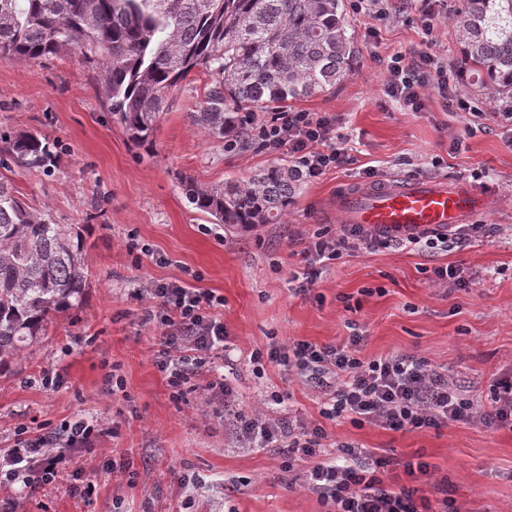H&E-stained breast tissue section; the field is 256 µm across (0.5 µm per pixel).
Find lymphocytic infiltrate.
Here are the masks:
<instances>
[{"label":"lymphocytic infiltrate","instance_id":"f902f5d3","mask_svg":"<svg viewBox=\"0 0 512 512\" xmlns=\"http://www.w3.org/2000/svg\"><path fill=\"white\" fill-rule=\"evenodd\" d=\"M459 79L437 54L420 51L409 59L397 52L386 65L385 91L416 112L422 108L424 87L453 99L460 111H474V103L457 94ZM251 131L266 150L287 151L295 169L309 179L350 162L345 136L335 117L325 113L276 112L270 119L252 122ZM391 243V238L347 224L336 235L313 237L304 248V258L310 264H323ZM138 295L150 304L148 317L164 328L165 349L157 368L174 395H183L197 369L214 364L224 350V323L213 313L222 299L174 282L139 289ZM362 342L357 334L336 346L275 342L266 351L256 352L254 359L329 379L320 411L329 420L347 417L359 426L368 423L408 432L438 429L451 422L512 430V381L494 386L491 408L485 411L453 386L447 371L404 354L362 360L358 355ZM237 427L249 447L278 449L285 470L304 465V489L328 505L329 512H431L416 488L395 489L384 481L381 471L390 465L389 457L347 442L339 444L337 458L328 457L327 434L321 425L302 424L294 429L280 418L242 415ZM100 433L99 424L80 418L62 431L20 441L0 452V485L21 481L35 490L52 483L68 470L70 449L90 445Z\"/></svg>","mask_w":512,"mask_h":512}]
</instances>
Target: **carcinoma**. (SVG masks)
<instances>
[{"instance_id":"obj_1","label":"carcinoma","mask_w":512,"mask_h":512,"mask_svg":"<svg viewBox=\"0 0 512 512\" xmlns=\"http://www.w3.org/2000/svg\"><path fill=\"white\" fill-rule=\"evenodd\" d=\"M345 0H0V58L40 63L74 48L100 70V95L137 146L153 148L171 91L202 72L210 82L192 125L247 148L245 117L333 91L356 55ZM467 83L512 103V0H459L453 13ZM58 144L0 134V167L52 175ZM302 181L275 164L248 180L205 186L181 178L188 204L215 224H281ZM82 224L32 213L0 181V374L48 335L88 288Z\"/></svg>"}]
</instances>
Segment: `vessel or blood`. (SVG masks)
Returning <instances> with one entry per match:
<instances>
[{
    "label": "vessel or blood",
    "instance_id": "vessel-or-blood-1",
    "mask_svg": "<svg viewBox=\"0 0 512 512\" xmlns=\"http://www.w3.org/2000/svg\"><path fill=\"white\" fill-rule=\"evenodd\" d=\"M491 199L480 189L444 180H394L348 199L352 223L375 232L405 237L447 229L489 210Z\"/></svg>",
    "mask_w": 512,
    "mask_h": 512
}]
</instances>
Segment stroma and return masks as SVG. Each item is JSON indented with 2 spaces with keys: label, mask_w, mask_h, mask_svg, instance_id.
Returning <instances> with one entry per match:
<instances>
[{
  "label": "stroma",
  "mask_w": 512,
  "mask_h": 512,
  "mask_svg": "<svg viewBox=\"0 0 512 512\" xmlns=\"http://www.w3.org/2000/svg\"><path fill=\"white\" fill-rule=\"evenodd\" d=\"M378 40L367 32L371 12H349L358 54L335 91L297 102V109L335 116L348 137L350 165L303 180L283 224L228 230L185 200L180 177L204 185L248 179L288 160L261 145L226 148L188 118L208 82L204 74L171 94L152 151H144L113 120L97 90V74L77 52L40 63L0 59V133L36 130L57 141L60 167L51 177L0 168L37 214L58 224H83L91 278L81 306L57 317L43 341L0 375V448L22 433L58 431L78 418L105 427L91 447L76 450L88 499L66 484L36 491L22 482L0 488L21 512H327L302 486L301 470L285 472L271 448H244L235 414L278 417L289 411L323 425L332 443L354 442L392 458L386 477L408 484L406 461L422 457L432 476L418 482L433 512H512V430L451 423L420 432L356 426L322 418L325 387L318 380L252 360L272 342L335 345L359 331L369 361L411 354L447 369L461 393L490 402L497 382L512 380V136L503 106L487 92L459 84L479 115L459 111L437 93L421 92L414 112L387 96L385 61L420 49V23L387 0ZM393 178L476 181L492 205L486 231L448 251L379 248L314 265L301 292L293 276L317 232L336 234L342 198ZM452 265L469 288L439 286L433 270ZM150 282H176L224 299L230 350L224 376L233 398L222 416L205 403L211 379L200 368L196 391L176 400L155 359L162 327L144 318L134 291ZM124 380L107 386L108 372ZM59 384L44 386L49 373ZM284 397L275 405L272 393ZM128 458L132 473L107 468ZM203 477L202 485L184 476Z\"/></svg>",
  "instance_id": "1"
}]
</instances>
